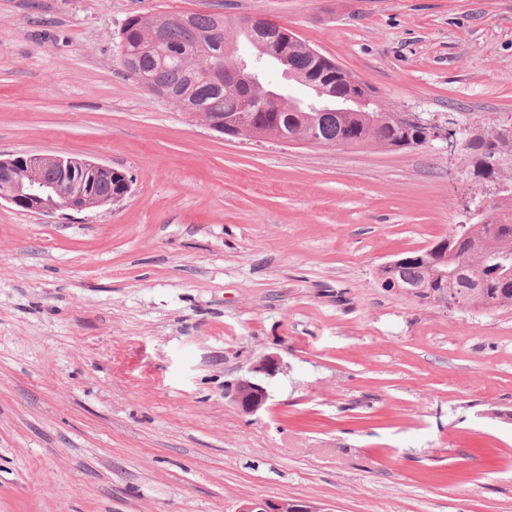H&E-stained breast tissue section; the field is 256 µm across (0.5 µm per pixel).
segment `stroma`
I'll return each mask as SVG.
<instances>
[{"mask_svg":"<svg viewBox=\"0 0 512 512\" xmlns=\"http://www.w3.org/2000/svg\"><path fill=\"white\" fill-rule=\"evenodd\" d=\"M269 18L465 129L512 117V0H0V153L126 171L115 205L0 203V512H512V311L382 288L470 220L445 143L222 136L121 65L133 15ZM283 369L242 414L227 394ZM280 365L277 355H265L251 368V376L240 378L235 383L232 401L242 413L252 415L265 407L269 394L261 376L275 375ZM322 504L312 499L276 498L241 500L237 512H328Z\"/></svg>","mask_w":512,"mask_h":512,"instance_id":"1","label":"stroma"}]
</instances>
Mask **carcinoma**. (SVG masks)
Masks as SVG:
<instances>
[{
	"label": "carcinoma",
	"instance_id": "cac0c4a2",
	"mask_svg": "<svg viewBox=\"0 0 512 512\" xmlns=\"http://www.w3.org/2000/svg\"><path fill=\"white\" fill-rule=\"evenodd\" d=\"M162 35L160 43H149V34ZM239 38L251 44L271 65L298 76L306 99L282 94L274 100L257 101L247 121L252 130L269 140L288 134L299 138L315 131L330 145H374L382 148L416 149L426 144V131L408 126L403 113L382 111L374 90L343 67L318 63L307 44L293 33L288 39L264 48L239 21L218 12L173 13L161 19L130 17L121 31L125 47L134 55L141 71L155 75L176 97L198 107L205 122L235 121V107L228 94L246 96L250 90L228 81L214 85L202 78L210 69H222L226 47ZM468 162L476 178L492 179L506 187L485 207V213L448 235L456 236L454 252L443 263L438 247L406 252L401 256L402 278L414 287L420 300L436 295L458 298L473 310L512 311V273H494L495 258L512 261V126L501 121L474 128L469 137Z\"/></svg>",
	"mask_w": 512,
	"mask_h": 512
}]
</instances>
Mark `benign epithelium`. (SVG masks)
<instances>
[{"label": "benign epithelium", "instance_id": "benign-epithelium-1", "mask_svg": "<svg viewBox=\"0 0 512 512\" xmlns=\"http://www.w3.org/2000/svg\"><path fill=\"white\" fill-rule=\"evenodd\" d=\"M121 63L125 70L134 75L143 85L151 87L160 97L172 98L170 92L159 84L138 72L136 59L121 48ZM228 71L234 80L242 85L253 86L256 75L248 64L237 58H231ZM405 120L430 132L433 138L454 144L456 129L448 127L437 130L417 115L407 114ZM46 162H53L58 168V177L53 182L32 179L25 183L21 179L22 171L39 168ZM105 177L118 182L119 191H99V180ZM133 180L112 166L97 163L80 156H65L47 153H16L6 158L0 157V201L4 200L15 207L33 214H48L67 209L82 211L95 207L114 205L130 194ZM401 260H392L382 266L383 282L397 288L407 296H413V290L404 286L398 279ZM281 365L275 354L263 356L252 368L251 375L239 379L232 392V401L244 414L252 415L264 408L269 398L265 376L275 375ZM237 512H328L322 504L312 499L276 498L241 500Z\"/></svg>", "mask_w": 512, "mask_h": 512}]
</instances>
